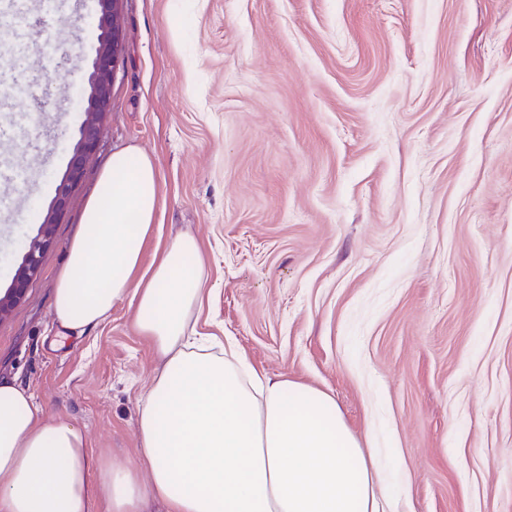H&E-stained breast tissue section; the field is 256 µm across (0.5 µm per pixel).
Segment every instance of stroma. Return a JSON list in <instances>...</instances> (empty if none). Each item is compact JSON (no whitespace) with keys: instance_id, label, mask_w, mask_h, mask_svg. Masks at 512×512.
<instances>
[{"instance_id":"obj_1","label":"stroma","mask_w":512,"mask_h":512,"mask_svg":"<svg viewBox=\"0 0 512 512\" xmlns=\"http://www.w3.org/2000/svg\"><path fill=\"white\" fill-rule=\"evenodd\" d=\"M74 60L27 66L46 107L35 191L0 222V289L66 168L95 0H67ZM102 141L0 322V380L76 423L113 466L140 463L158 369L116 303L56 334L53 295L113 153L162 187L149 260L193 235L194 326L259 373L330 393L411 482L410 512H512V0H125Z\"/></svg>"}]
</instances>
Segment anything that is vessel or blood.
Returning a JSON list of instances; mask_svg holds the SVG:
<instances>
[{"label": "vessel or blood", "instance_id": "vessel-or-blood-1", "mask_svg": "<svg viewBox=\"0 0 512 512\" xmlns=\"http://www.w3.org/2000/svg\"><path fill=\"white\" fill-rule=\"evenodd\" d=\"M35 7L55 15L60 12L59 0H0V15L6 13L12 18L11 30L0 32L1 71L21 67L31 61L25 19ZM38 92V87L34 85H18L6 80L0 82V217L5 219L19 214L22 198L15 188L33 185V170L37 162L15 155V139L5 136L4 131L8 128L24 131L37 128L38 116L15 109L14 104L36 97Z\"/></svg>", "mask_w": 512, "mask_h": 512}]
</instances>
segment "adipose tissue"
I'll return each instance as SVG.
<instances>
[{
	"instance_id": "adipose-tissue-1",
	"label": "adipose tissue",
	"mask_w": 512,
	"mask_h": 512,
	"mask_svg": "<svg viewBox=\"0 0 512 512\" xmlns=\"http://www.w3.org/2000/svg\"><path fill=\"white\" fill-rule=\"evenodd\" d=\"M159 198L151 159L114 153L53 304L59 334L81 336L136 298L134 328L160 363L138 419L144 468L112 466L79 426L0 380V512H399L330 394L257 373L234 343L220 355L192 343L204 278L194 237L174 238L137 277Z\"/></svg>"
}]
</instances>
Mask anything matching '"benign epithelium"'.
I'll return each mask as SVG.
<instances>
[{
  "label": "benign epithelium",
  "instance_id": "benign-epithelium-1",
  "mask_svg": "<svg viewBox=\"0 0 512 512\" xmlns=\"http://www.w3.org/2000/svg\"><path fill=\"white\" fill-rule=\"evenodd\" d=\"M123 0H96V45L91 59L83 64V120L69 150L65 171L58 179L54 196L42 214L38 233L24 246L12 282L0 291V322L6 319L37 278L45 250L54 242L56 225L69 206L73 190L81 182L87 162L97 150L112 109V85L122 64ZM43 51L57 66L71 63L65 44L48 37Z\"/></svg>",
  "mask_w": 512,
  "mask_h": 512
}]
</instances>
